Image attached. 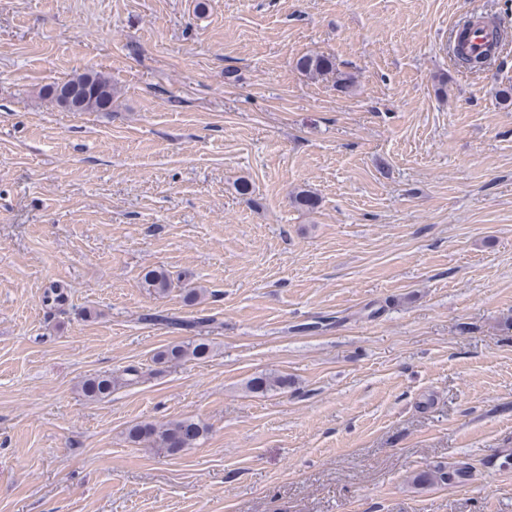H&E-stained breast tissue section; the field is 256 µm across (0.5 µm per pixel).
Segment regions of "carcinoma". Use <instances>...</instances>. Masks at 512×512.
<instances>
[{"mask_svg":"<svg viewBox=\"0 0 512 512\" xmlns=\"http://www.w3.org/2000/svg\"><path fill=\"white\" fill-rule=\"evenodd\" d=\"M471 28L463 24L457 29L455 44L452 46L454 61L460 67L477 72L495 57L502 35L493 25L488 33L487 47L480 51H467L463 46V37ZM297 67L309 75H328L336 73V64L325 56L306 55L297 61ZM45 96L57 106H68L74 112H102L112 110V84L97 72L77 75L65 82L50 85L43 89ZM143 286L155 294H164L170 287L167 274L152 268L142 276ZM43 302L62 310L67 302L65 289L58 284H51L43 293ZM210 352L204 342L189 340L171 346L157 354L160 361L179 363L186 359H203ZM245 388L251 393L268 394L288 388V377L280 374H261L250 379ZM85 397L92 401L100 400L112 392V377L95 376L86 379L82 385ZM204 428L191 419L170 421L155 425L143 423L133 426L128 433L130 441L146 443L150 447L171 456L193 447L202 436ZM471 476V467L466 462H438L432 466L412 473L409 481L414 486L430 487L462 483Z\"/></svg>","mask_w":512,"mask_h":512,"instance_id":"cac0c4a2","label":"carcinoma"}]
</instances>
